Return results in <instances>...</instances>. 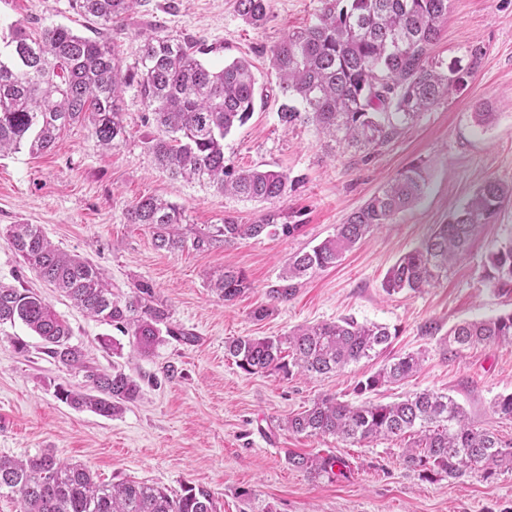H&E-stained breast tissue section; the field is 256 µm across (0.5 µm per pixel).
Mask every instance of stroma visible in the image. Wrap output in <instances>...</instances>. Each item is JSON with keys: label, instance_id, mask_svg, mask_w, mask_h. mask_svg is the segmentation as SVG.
<instances>
[{"label": "stroma", "instance_id": "1", "mask_svg": "<svg viewBox=\"0 0 512 512\" xmlns=\"http://www.w3.org/2000/svg\"><path fill=\"white\" fill-rule=\"evenodd\" d=\"M168 2L144 0L107 31L124 70L137 72L144 38L156 25L203 41L207 65L250 61L265 103L225 137L224 163L280 170L296 183L268 205L173 178L144 147L153 125L132 85L122 96L128 131L122 146L103 148L88 126L77 124L63 130L48 153L0 156V281L37 290L68 322L73 342L92 361L103 368L122 365L143 383L141 399L118 416L74 409L56 389L83 386L81 374L43 354L38 336L24 324L1 325L0 456L24 459L51 449L105 483L133 480L172 493L186 484L202 485L214 494L220 512H512L511 472L490 482L476 474L427 481L403 464L407 437L353 445L279 429V422L318 397L354 400L356 381L377 369L378 361L338 375L287 378L275 371L245 374L224 354L232 339L284 336L301 324L345 316L383 323L397 331L392 353L419 351L425 361L415 375L382 388L375 401L443 392L475 428L512 438V419L492 411L498 396L512 393V345H476L450 355L439 343L456 324L512 310V284L494 286L486 266L489 251L512 237V202L446 278L420 293L390 295L382 287L396 261L445 223L476 187L488 180L512 184V0H451L430 57L446 65L459 57L460 47L483 43L486 55L475 80L381 147L337 153L312 124H280L283 98L269 66L271 48L289 30L314 22L319 0H270L272 20L259 29L241 21L236 0H180L173 10ZM20 23L36 38L52 24L94 33L75 0H0V33ZM481 102L497 114L486 129L473 121ZM412 165L421 166L427 179L418 203L374 228L336 267L307 277L296 295L266 318H253L255 308L267 305V291L290 256L333 235L385 182ZM148 195L176 203L186 224L197 230L228 218L249 224L271 209L297 230L204 253L189 247L170 253L155 247L145 226L126 220L131 205ZM12 224L41 225L60 249L102 268L113 288L125 292L134 280L152 282L173 321L193 333L196 343L170 340L146 358L126 348L117 355L99 350L98 337L117 336V329L87 317L26 267L7 240ZM227 267L243 271L251 282L230 305L209 287ZM427 322L438 326L437 335H421ZM18 341L26 344V353L15 350ZM167 365L175 367V378L151 384ZM290 450L332 454L348 468L345 475L313 481L288 465Z\"/></svg>", "mask_w": 512, "mask_h": 512}]
</instances>
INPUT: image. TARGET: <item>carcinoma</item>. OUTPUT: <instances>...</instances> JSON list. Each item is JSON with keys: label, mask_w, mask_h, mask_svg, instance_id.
<instances>
[{"label": "carcinoma", "mask_w": 512, "mask_h": 512, "mask_svg": "<svg viewBox=\"0 0 512 512\" xmlns=\"http://www.w3.org/2000/svg\"><path fill=\"white\" fill-rule=\"evenodd\" d=\"M139 0H76L80 12L103 30L112 29ZM316 21L295 28L271 50L270 62L286 103L279 122L291 127L312 123L327 143L342 149L369 151L445 98L463 92L473 81L486 48L470 42L454 66L443 70L429 60L430 46L448 18L449 0H320ZM242 22L262 28L270 21L269 0H237ZM205 45L161 29L148 34L141 67L123 73L114 50L102 37L79 35L62 25L46 26L31 38L26 27L10 30L0 47V155L27 148L31 155L50 151L60 132L85 124L99 144L117 147L127 140L122 119L123 87L136 83L150 111L154 131L144 144L158 166L173 177L208 184L224 193L254 201L274 202L295 184L288 174L270 169L238 171L224 165V137L246 123L254 112L257 80L250 62L235 59L221 68L201 60ZM426 177L410 166L337 225L336 233L288 261L278 282L268 289L271 305L253 312L260 321L272 307L295 295L301 280L316 270L336 266L373 227L388 223L423 195ZM512 200V186L489 180L451 214L448 222L388 270L387 293L421 292L432 286L469 248L482 228L495 221ZM281 214L268 212L251 224L232 219L194 233L200 252L232 246L242 240L293 234L297 224H280ZM127 222L142 224L155 246L175 252L184 247L180 207L165 199H139ZM8 241L28 268L59 289L77 308L129 337L141 357L153 353L166 338L185 344L196 336L176 327L171 312L153 285L139 281L128 292L113 291L103 269L56 248L37 224H13ZM489 277L512 283V241L488 255ZM250 283L246 275L224 269L210 288L233 303ZM22 322L42 340V353L84 379L79 389L59 387L57 396L75 409L102 417L121 414L140 398L139 379L119 366H94L83 348L72 343L69 324L40 294L0 283V325ZM397 333L354 317L300 325L286 336H244L225 343V354L246 374L277 371L293 375L339 374L352 364L386 351ZM512 345V312L461 323L444 345L465 349L477 344ZM420 352L398 355L359 380L353 392L361 402L325 396L311 407L286 417L281 429L308 436L333 435L351 443L378 438L410 437L401 457L406 467L426 480L478 472L484 480L512 471V439L470 424L449 395L423 391L399 401L378 403L368 395L417 372ZM288 465L312 479L343 472L334 455L287 452ZM19 504V512H219L214 495L199 485L172 494L145 482L99 483L90 470L69 463L51 449L26 459L0 456V497Z\"/></svg>", "instance_id": "cac0c4a2"}]
</instances>
